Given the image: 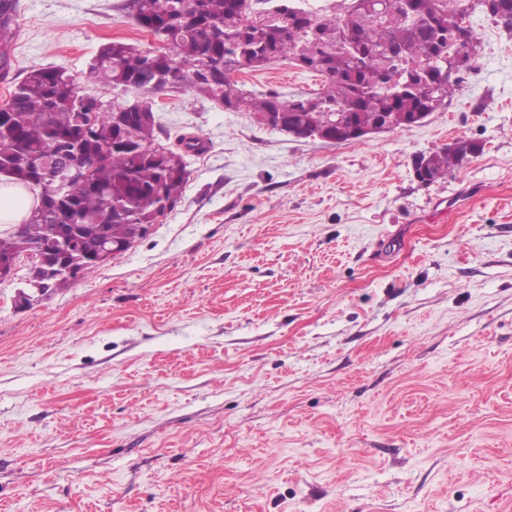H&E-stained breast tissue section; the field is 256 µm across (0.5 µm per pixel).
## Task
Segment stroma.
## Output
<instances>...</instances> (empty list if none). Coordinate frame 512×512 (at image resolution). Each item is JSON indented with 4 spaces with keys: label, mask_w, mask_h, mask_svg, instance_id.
Wrapping results in <instances>:
<instances>
[{
    "label": "stroma",
    "mask_w": 512,
    "mask_h": 512,
    "mask_svg": "<svg viewBox=\"0 0 512 512\" xmlns=\"http://www.w3.org/2000/svg\"><path fill=\"white\" fill-rule=\"evenodd\" d=\"M0 103L33 68L153 49L127 0H18ZM401 133L329 144L155 95L197 137L181 203L16 306L0 281V512H512V37ZM239 89L317 92L281 61ZM482 151L421 183L414 158Z\"/></svg>",
    "instance_id": "stroma-1"
}]
</instances>
